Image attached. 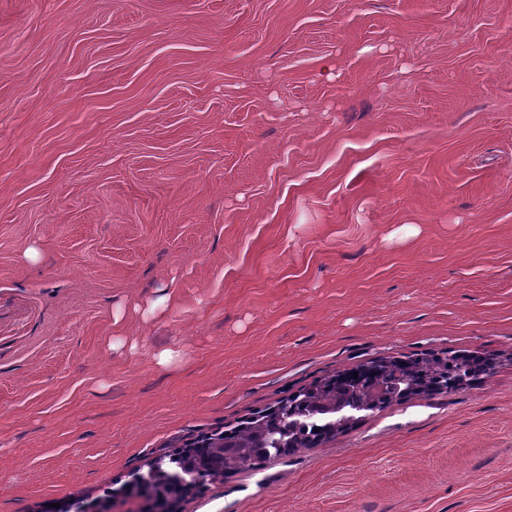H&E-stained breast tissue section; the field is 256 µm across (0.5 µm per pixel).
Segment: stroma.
<instances>
[{"mask_svg": "<svg viewBox=\"0 0 512 512\" xmlns=\"http://www.w3.org/2000/svg\"><path fill=\"white\" fill-rule=\"evenodd\" d=\"M448 351L497 365L176 512H512V0H0V512H146L156 456Z\"/></svg>", "mask_w": 512, "mask_h": 512, "instance_id": "35a3bbf8", "label": "stroma"}]
</instances>
